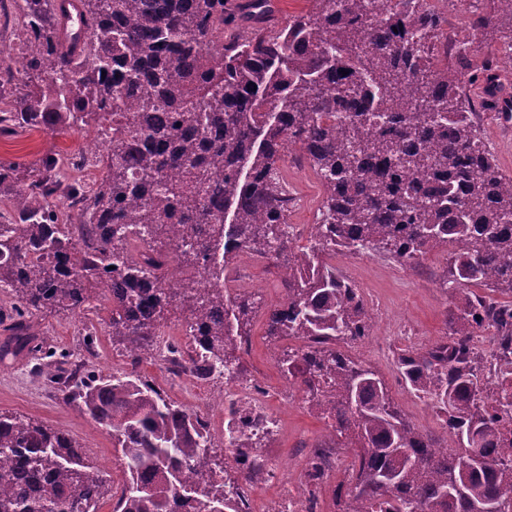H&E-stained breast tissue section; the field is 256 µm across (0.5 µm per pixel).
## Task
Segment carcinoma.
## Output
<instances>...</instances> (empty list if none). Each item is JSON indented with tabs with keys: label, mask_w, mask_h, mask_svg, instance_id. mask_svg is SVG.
Wrapping results in <instances>:
<instances>
[{
	"label": "carcinoma",
	"mask_w": 512,
	"mask_h": 512,
	"mask_svg": "<svg viewBox=\"0 0 512 512\" xmlns=\"http://www.w3.org/2000/svg\"><path fill=\"white\" fill-rule=\"evenodd\" d=\"M78 2L87 38L75 56L59 37L57 0H11L26 80L0 68L14 102L0 132L104 120L111 137L89 190L62 185L57 158L26 179L20 165L0 164V195L12 200L0 213V287L15 300L0 355L35 351L30 322L40 313L85 312L104 296L109 335L127 352L150 356L178 312L211 367L245 373L233 350L250 336L255 301L199 277L222 241L226 261L246 250L283 269L288 310L270 313L267 335L303 342L284 354L282 372L333 421L336 448L351 452L349 488L334 489L340 512H512V302L491 296L512 291V177L478 136L465 93L467 80L482 81L490 99L502 91L497 64L484 60L466 80L432 68L444 19L425 0H384L378 20L361 0H314V12L277 31L264 21L269 0H248L255 24L244 29L225 0ZM290 144L325 188L317 235L301 248L283 222L278 161ZM58 192L64 217L48 202ZM137 224L149 238L135 256ZM448 242L451 282L487 292L466 294L445 338L403 350L397 367L416 396L442 408L451 449L410 424L377 371L345 349L370 334L371 315L325 262L339 249L411 264ZM115 256L123 272L104 287ZM486 330L488 365L475 345ZM47 380L112 437L126 474L120 512H239L231 494L240 485L221 476L214 441L153 383L78 370ZM269 434L242 431L238 447L259 448ZM109 492L81 444L0 414V512H99Z\"/></svg>",
	"instance_id": "cac0c4a2"
}]
</instances>
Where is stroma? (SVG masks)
Here are the masks:
<instances>
[{
    "instance_id": "35a3bbf8",
    "label": "stroma",
    "mask_w": 512,
    "mask_h": 512,
    "mask_svg": "<svg viewBox=\"0 0 512 512\" xmlns=\"http://www.w3.org/2000/svg\"><path fill=\"white\" fill-rule=\"evenodd\" d=\"M475 122L494 153L500 172L512 177V124L502 122L498 113L481 109L476 112ZM95 141L96 133L91 129L0 133V161L39 169L48 156L77 154ZM279 166L290 196L287 221L301 229L293 243L300 247L308 245L320 220L324 186L299 147L286 148ZM332 263L337 272L357 286L372 310L373 331L359 351V358L384 378L395 404L416 429L443 437L441 420L429 403L408 391L394 359L399 350L425 347L443 339L445 321L466 293L465 288L452 289L443 284V276L452 265L447 246L430 248L410 265L371 251L339 253ZM226 274L239 279L246 293L260 299L251 336L238 354L248 374L272 391L270 408L282 420L263 448L264 455L273 461L279 479L275 482L258 479L253 483V512H266L270 503L304 482L313 458L312 446L327 438L330 426L328 420L311 409L301 391L289 390L277 365L284 344L265 334L269 311L281 307L286 300L280 268L262 257L248 260L242 252L234 258ZM110 309V302L101 298L90 312L45 311L37 326L41 351L33 356L0 361V413L22 415L65 432L104 466L108 484L118 486L124 482V473L110 436L68 401L65 387L49 384L45 372L54 370L62 360L100 376L133 370L155 384L168 401L188 411L193 410L196 395L216 396L221 385L202 378L178 380L169 366L152 358L131 366L123 346L113 344L107 334Z\"/></svg>"
}]
</instances>
